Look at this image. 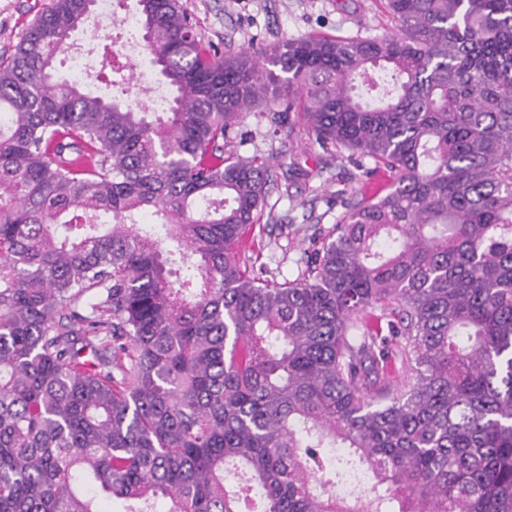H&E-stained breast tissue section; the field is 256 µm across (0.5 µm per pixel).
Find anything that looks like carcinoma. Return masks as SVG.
Returning <instances> with one entry per match:
<instances>
[{
    "label": "carcinoma",
    "instance_id": "1",
    "mask_svg": "<svg viewBox=\"0 0 512 512\" xmlns=\"http://www.w3.org/2000/svg\"><path fill=\"white\" fill-rule=\"evenodd\" d=\"M88 2L0 62V512H512V0L224 54L137 0L164 112L57 77ZM270 94L388 181L281 284L224 156Z\"/></svg>",
    "mask_w": 512,
    "mask_h": 512
}]
</instances>
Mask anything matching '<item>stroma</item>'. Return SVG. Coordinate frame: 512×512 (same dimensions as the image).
<instances>
[{
	"label": "stroma",
	"mask_w": 512,
	"mask_h": 512,
	"mask_svg": "<svg viewBox=\"0 0 512 512\" xmlns=\"http://www.w3.org/2000/svg\"><path fill=\"white\" fill-rule=\"evenodd\" d=\"M53 0H0V60L9 58L37 14ZM204 42L220 50L273 48L306 35L373 37L394 29L386 0H179ZM273 106L244 113L224 142L230 156L268 159L271 180L263 211L241 245L254 275L282 283L301 277L304 259L341 219L348 202L383 191L348 151L323 149L300 121L275 125Z\"/></svg>",
	"instance_id": "1"
}]
</instances>
